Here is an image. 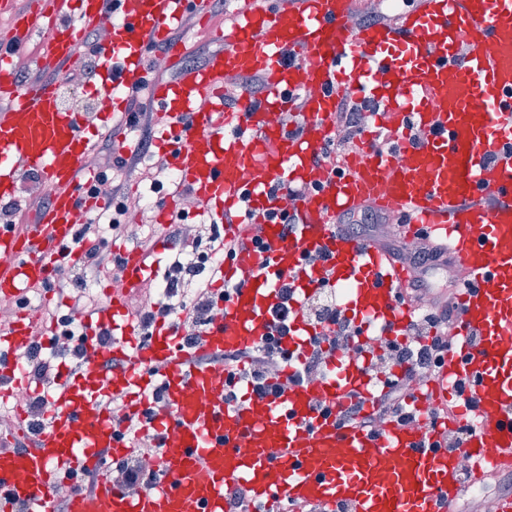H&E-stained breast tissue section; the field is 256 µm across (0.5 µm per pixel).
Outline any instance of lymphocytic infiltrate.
<instances>
[{
	"label": "lymphocytic infiltrate",
	"mask_w": 512,
	"mask_h": 512,
	"mask_svg": "<svg viewBox=\"0 0 512 512\" xmlns=\"http://www.w3.org/2000/svg\"><path fill=\"white\" fill-rule=\"evenodd\" d=\"M363 123L361 105L349 95L339 96L333 118L335 133L322 151L323 160L334 171H341L347 155L357 150ZM186 218V212H177L168 226L167 236L179 245L180 251L165 272L161 300L139 313L143 330H151L156 321L182 314L192 327H200L211 320L216 310L210 276L235 257L240 240L221 234L215 224L209 225L207 238L187 239L180 228ZM98 224V218H91L80 226L75 239L76 245L84 249L81 267L68 273L69 292L77 300L86 295L89 273L99 271L105 261ZM443 251L442 245L429 241L421 250L399 254V261L419 271L407 294L421 317L409 324L403 338L387 341L376 354L373 368L379 381L377 389L368 396L350 395L336 410L338 425L377 433L390 421L418 422L420 414L414 407L416 393L439 372L452 347L448 327L456 321V306L447 301V288L435 287L429 279L430 274L444 267ZM298 312L320 329L304 353L288 347L290 324ZM270 316L271 331L260 344L222 355L230 384L228 399H236L245 384L258 396L271 393L275 389L274 379L288 368L293 371V380L300 382L322 376L329 354L356 348L358 343V327L344 314L336 302L335 291L330 289H320L301 300L291 283H283L280 300ZM124 428L132 452L115 469L120 484L141 489L149 486L154 478L142 455L147 450H159L158 436L145 431L141 420L135 417L125 418Z\"/></svg>",
	"instance_id": "obj_1"
}]
</instances>
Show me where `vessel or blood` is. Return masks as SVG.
<instances>
[{
    "mask_svg": "<svg viewBox=\"0 0 512 512\" xmlns=\"http://www.w3.org/2000/svg\"><path fill=\"white\" fill-rule=\"evenodd\" d=\"M236 3L233 24L216 34L221 49L201 66L184 67L185 44L173 30L186 15L204 16L203 0H32L17 13L13 0H0V11L13 13V33L0 42V100L10 104L0 117V202L14 199L20 165L38 171L50 195L24 230L0 225V299L18 301L28 285L80 263L77 228L102 205L87 191L95 134L82 112L64 105L63 77L94 52L90 88L105 123L132 109L146 52L160 46L180 69L175 79L150 83L147 101L156 118L178 123L171 149L179 182L209 216L224 217L244 194L253 211L228 229L243 242L222 273L236 290L218 302L198 351L259 343L286 279L302 297L343 288L345 313L362 329L361 349L332 355L315 380L226 403V372L192 360L181 319L158 321L142 338L127 296L152 267L140 250L122 249L126 281L88 321L82 364H59L31 447L16 452L0 438V512H56V486L84 472L100 481L93 492L73 494L69 512H226L225 494L237 487L262 512L277 501L324 512L342 505L348 512H453L459 453H467L478 482L512 469V0H419L395 25L357 33L348 25L355 0ZM108 14L111 40L89 48L87 32ZM38 32L48 77L23 84L10 66L12 48ZM243 73L265 76L264 97L243 93L225 108L224 77ZM348 88L393 115L395 147L381 152L365 143L338 176L319 153ZM298 93V122L274 125L271 114ZM202 99L207 109H198ZM278 184L301 191L299 222L288 236L268 218L280 205L270 194ZM369 203L403 216L404 240L427 228L465 271L457 296L461 344L435 377L433 399L453 409L446 430L471 425L460 450L412 424L389 423L375 435L336 425L338 405L372 385L365 350L403 335L412 316L397 302L408 267L334 231L338 214ZM256 235L265 251L252 244ZM310 252L321 260L306 263ZM32 316L21 309L0 336L2 401L31 392L32 377L14 354L35 343ZM105 332L110 341H102ZM158 387L166 405L156 410ZM115 398L130 415L151 413L162 443L155 483L134 492L102 473L103 455L129 453L112 422ZM15 418L17 433H25V403L17 402Z\"/></svg>",
    "mask_w": 512,
    "mask_h": 512,
    "instance_id": "vessel-or-blood-1",
    "label": "vessel or blood"
}]
</instances>
